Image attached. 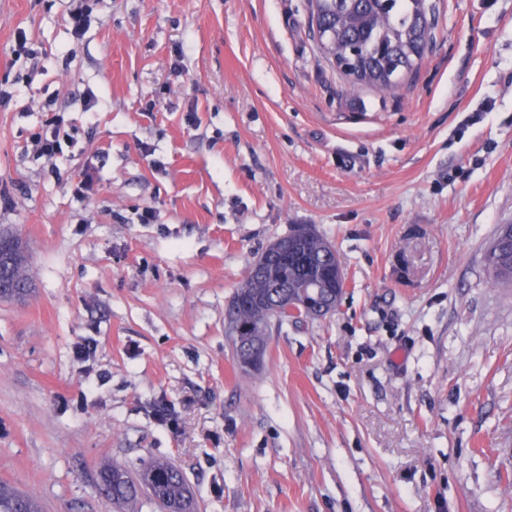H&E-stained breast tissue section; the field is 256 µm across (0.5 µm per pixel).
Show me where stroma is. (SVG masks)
<instances>
[{"label":"stroma","mask_w":512,"mask_h":512,"mask_svg":"<svg viewBox=\"0 0 512 512\" xmlns=\"http://www.w3.org/2000/svg\"><path fill=\"white\" fill-rule=\"evenodd\" d=\"M88 4L78 38L69 0H0V228L32 284L0 300V481L113 512L99 469L162 459L197 512H512V286L484 261L512 224V0H433L387 93L350 91L308 0ZM296 224L344 294L241 374L226 306ZM34 138L37 158H44L48 162H53L63 156V142L65 143V140L60 138V130L57 127L51 128L50 132L46 130L42 133H36Z\"/></svg>","instance_id":"1"}]
</instances>
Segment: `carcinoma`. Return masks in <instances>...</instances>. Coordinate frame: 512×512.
<instances>
[{"label":"carcinoma","mask_w":512,"mask_h":512,"mask_svg":"<svg viewBox=\"0 0 512 512\" xmlns=\"http://www.w3.org/2000/svg\"><path fill=\"white\" fill-rule=\"evenodd\" d=\"M309 6L319 50L327 59H336L337 68L348 66L358 73L354 87L393 90L395 85L386 80L385 73L404 76L415 71L434 38L427 0H309ZM496 239L498 249L486 257L490 278L511 285L512 236L498 235ZM5 247L20 255L11 279L16 288L23 289L28 285L23 241L15 232H0V251ZM297 253L309 260V265L298 261L285 264L272 256L263 270L247 275L233 293L225 312V332L242 372L251 348L267 347L271 324L280 329L288 324L286 319L275 320L273 306L294 292L295 281L308 276L323 283L338 263L333 245L317 231L303 239ZM99 491L114 503L131 501L146 491L163 503L166 512H195L181 472L166 460L149 462L138 478L114 462L100 471ZM0 512H42V507L34 497L0 484Z\"/></svg>","instance_id":"cac0c4a2"}]
</instances>
